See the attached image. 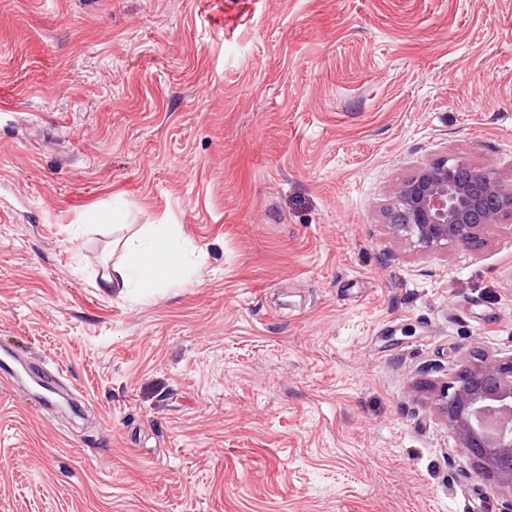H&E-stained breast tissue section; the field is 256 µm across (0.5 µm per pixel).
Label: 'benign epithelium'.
Instances as JSON below:
<instances>
[{"instance_id":"obj_1","label":"benign epithelium","mask_w":512,"mask_h":512,"mask_svg":"<svg viewBox=\"0 0 512 512\" xmlns=\"http://www.w3.org/2000/svg\"><path fill=\"white\" fill-rule=\"evenodd\" d=\"M512 219V194L500 174L458 156L420 167L387 209L394 232L423 251L475 247L483 230ZM436 401L461 447L483 473L512 490V356L496 358L476 346L464 367L436 392Z\"/></svg>"}]
</instances>
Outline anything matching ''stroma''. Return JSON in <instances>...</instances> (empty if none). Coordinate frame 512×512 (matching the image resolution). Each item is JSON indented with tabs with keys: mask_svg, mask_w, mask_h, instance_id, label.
Here are the masks:
<instances>
[{
	"mask_svg": "<svg viewBox=\"0 0 512 512\" xmlns=\"http://www.w3.org/2000/svg\"><path fill=\"white\" fill-rule=\"evenodd\" d=\"M446 154L512 191V0H0V512H512L431 391L512 355V226L385 214ZM128 263L113 269L118 275L122 286L133 280L136 288L149 296L154 288L165 277L183 265V256L175 248L171 239L159 233L144 242L140 239H131L127 243Z\"/></svg>",
	"mask_w": 512,
	"mask_h": 512,
	"instance_id": "1",
	"label": "stroma"
}]
</instances>
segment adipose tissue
Instances as JSON below:
<instances>
[{
    "label": "adipose tissue",
    "instance_id": "obj_1",
    "mask_svg": "<svg viewBox=\"0 0 512 512\" xmlns=\"http://www.w3.org/2000/svg\"><path fill=\"white\" fill-rule=\"evenodd\" d=\"M128 262L118 268L121 282H134L143 294H151L165 277L183 264L182 254L165 234H157L149 241L133 239L127 243Z\"/></svg>",
    "mask_w": 512,
    "mask_h": 512
}]
</instances>
